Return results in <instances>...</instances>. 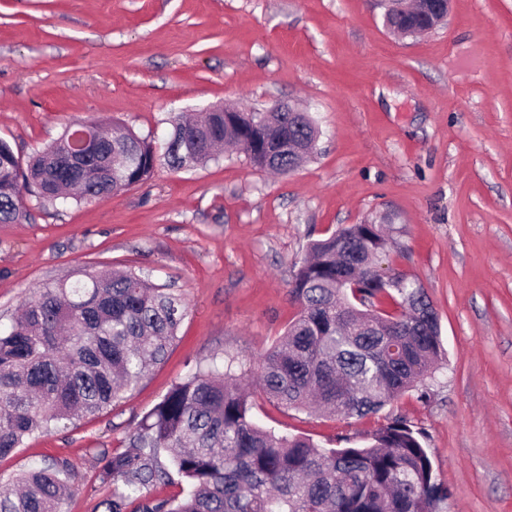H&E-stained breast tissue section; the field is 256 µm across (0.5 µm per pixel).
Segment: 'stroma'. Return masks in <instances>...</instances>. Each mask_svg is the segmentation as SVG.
<instances>
[{
	"label": "stroma",
	"instance_id": "obj_1",
	"mask_svg": "<svg viewBox=\"0 0 512 512\" xmlns=\"http://www.w3.org/2000/svg\"><path fill=\"white\" fill-rule=\"evenodd\" d=\"M380 0H0V139L21 158L66 126L107 119L164 147L179 114L287 102L319 137L297 170L244 152L176 169L93 202L23 196L0 224V324L37 288L81 269L132 266L188 311L163 364L111 410L27 439L9 475L68 461L67 512H101L98 452L212 358L252 366L298 306L309 244L370 220L390 238L381 268L420 284L439 318L434 377L377 415H309L262 394L261 426L332 448L391 415L425 432L452 491L440 512H512V0H451L433 32L387 30Z\"/></svg>",
	"mask_w": 512,
	"mask_h": 512
}]
</instances>
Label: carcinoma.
Listing matches in <instances>:
<instances>
[{
    "label": "carcinoma",
    "mask_w": 512,
    "mask_h": 512,
    "mask_svg": "<svg viewBox=\"0 0 512 512\" xmlns=\"http://www.w3.org/2000/svg\"><path fill=\"white\" fill-rule=\"evenodd\" d=\"M21 165L0 140V223L30 218L22 189L40 198L91 202L148 181L154 144L113 126L93 134L92 168L70 163L69 132ZM261 141L309 136L286 112H200L174 123L167 164L205 163L240 136ZM251 152V151H249ZM251 161L288 173V151ZM386 248L379 224H350L310 245L291 288L297 317L258 361V383L286 409L333 416L379 413L434 371L443 348L438 316L424 289L403 273L384 280L376 264ZM181 297L142 269L84 271L42 286L12 323L0 328V460L35 434L96 416L162 364L186 315ZM245 372L234 359H212L175 382L126 436L122 452L100 451L99 472L112 487L102 512H440L450 491L402 416L387 419L364 444L323 448L280 435L250 416ZM177 475L175 498L150 500ZM65 460L0 480V512H64L72 494Z\"/></svg>",
    "instance_id": "cac0c4a2"
}]
</instances>
